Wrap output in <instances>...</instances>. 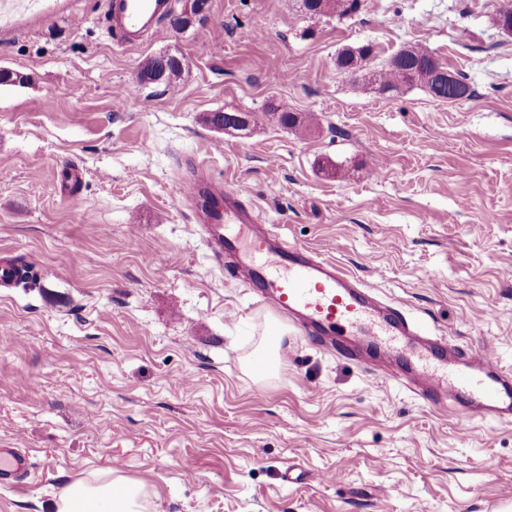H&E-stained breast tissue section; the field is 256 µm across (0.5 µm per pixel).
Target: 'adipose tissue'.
<instances>
[{
    "instance_id": "1",
    "label": "adipose tissue",
    "mask_w": 512,
    "mask_h": 512,
    "mask_svg": "<svg viewBox=\"0 0 512 512\" xmlns=\"http://www.w3.org/2000/svg\"><path fill=\"white\" fill-rule=\"evenodd\" d=\"M142 483L108 468L70 483L52 505L53 512H146Z\"/></svg>"
}]
</instances>
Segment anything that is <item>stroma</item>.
<instances>
[{"label": "stroma", "mask_w": 512, "mask_h": 512, "mask_svg": "<svg viewBox=\"0 0 512 512\" xmlns=\"http://www.w3.org/2000/svg\"><path fill=\"white\" fill-rule=\"evenodd\" d=\"M505 0H208L184 30L121 46L102 0H0V448L31 472L0 512H50L72 481L118 467L148 512H512V422L453 420L405 380L289 329L256 381L275 314L200 242L179 203L191 160L289 244L311 247L464 348L512 369V34ZM416 44L474 94L370 77ZM369 47L361 72L336 66ZM186 65L142 84L154 56ZM219 131L202 117L262 111ZM297 475L288 483L285 472ZM305 10L314 16H328L336 14L337 17H345L358 11V0H303ZM159 57L168 58L166 69L162 68L158 71L155 70L154 64L157 57L147 60L141 68L140 73L144 74L145 72H149V79L146 80L141 78V83H163L166 87H169L173 78L182 71L186 64L184 58H179L173 55H164ZM279 112V113H278ZM259 116L257 112L250 111H224V112H210L203 117L205 124L215 129L228 131H244L247 130L251 124H255L260 117L278 115L279 122L285 127H296L307 125L312 119L309 116H301L293 112H288L279 109V106L272 103L268 104L264 113ZM273 327L276 329V336H264L258 347V351L266 360V373L262 378L273 377L281 367L279 349L283 336L288 334V329L282 330L277 324H273Z\"/></svg>", "instance_id": "1"}]
</instances>
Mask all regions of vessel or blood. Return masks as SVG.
I'll use <instances>...</instances> for the list:
<instances>
[{
  "instance_id": "1",
  "label": "vessel or blood",
  "mask_w": 512,
  "mask_h": 512,
  "mask_svg": "<svg viewBox=\"0 0 512 512\" xmlns=\"http://www.w3.org/2000/svg\"><path fill=\"white\" fill-rule=\"evenodd\" d=\"M106 7L115 40L132 46L157 32L171 0H106ZM181 201L204 210L200 231L212 257L234 258L257 302L290 318L305 339L332 346L346 336L386 351L414 373L417 395L451 419L512 418V371L490 351H459L417 325L400 304L379 300L372 285L334 259L284 244L206 164L190 163ZM29 465L25 449L0 448L1 483Z\"/></svg>"
}]
</instances>
